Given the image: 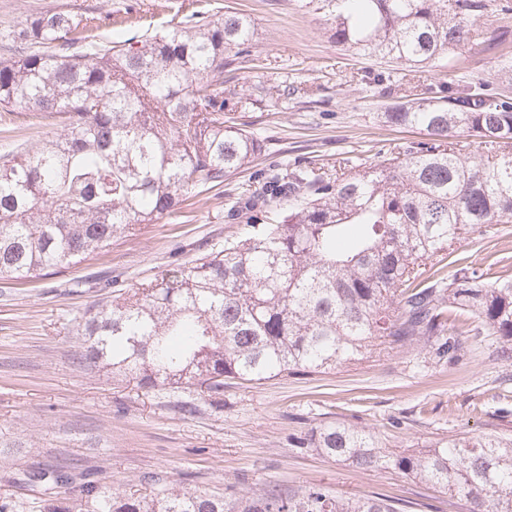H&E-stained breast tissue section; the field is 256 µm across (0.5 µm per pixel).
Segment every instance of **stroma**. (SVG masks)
Listing matches in <instances>:
<instances>
[{"label":"stroma","instance_id":"1","mask_svg":"<svg viewBox=\"0 0 512 512\" xmlns=\"http://www.w3.org/2000/svg\"><path fill=\"white\" fill-rule=\"evenodd\" d=\"M173 2L0 0V60L24 53L19 32L40 13L109 14L129 38L180 22ZM485 2L477 26L505 36L506 45L395 70L337 47L322 15L302 0H199L200 10L229 6L254 23V59L225 67V90L251 94L283 83L295 93L285 104L245 111L264 139L249 170L203 186L183 212L113 239L79 266L0 281V512H42L45 487L25 477L35 468L88 471L135 495L162 484L229 493L313 483L344 496L400 498L405 512H469L468 503L400 471H366L295 440L328 422L370 429L394 451L462 434L512 439V358H503L496 337H464L454 359L436 357L424 343H385L369 359L325 372L225 385L218 399L195 396L188 414L168 391L145 393L88 369L76 330L99 305L232 235L237 225L225 216L224 198L248 185L252 172L294 160L332 165L346 156L376 163L390 146L424 138L379 122L377 113L429 86L464 77L512 97V79L502 73L512 62V11H502L506 0ZM372 73L386 82H369ZM61 130L34 112L0 108V156ZM466 251L486 278L512 273V224L488 226Z\"/></svg>","mask_w":512,"mask_h":512}]
</instances>
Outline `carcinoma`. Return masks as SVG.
I'll return each instance as SVG.
<instances>
[{"mask_svg": "<svg viewBox=\"0 0 512 512\" xmlns=\"http://www.w3.org/2000/svg\"><path fill=\"white\" fill-rule=\"evenodd\" d=\"M344 51L420 67L477 45L483 0H305ZM42 50L0 61V106L58 119L64 131L0 162V280L76 266L144 224L181 209L196 189L248 166L263 139L226 111L224 52L249 55L247 16L200 10L160 33L112 43L65 12L26 25ZM262 85L233 107L288 98ZM425 140L383 160L287 165L229 197L246 223L172 275L141 283L79 324L82 359L147 392L218 398L224 380L260 382L362 361L390 340H421L453 358L461 337L512 344V276L486 280L464 255L488 224L512 223V98L486 85L426 88L378 113ZM481 139L472 154L457 141ZM459 254L456 270L443 261ZM478 321L471 329L467 320ZM299 444L371 470L393 467L470 504L512 512V440L460 436L395 453L365 429L321 424ZM72 486L44 512H400L393 500L312 484L241 489L238 510L206 492L163 488L127 497L94 480L41 470Z\"/></svg>", "mask_w": 512, "mask_h": 512, "instance_id": "1", "label": "carcinoma"}]
</instances>
